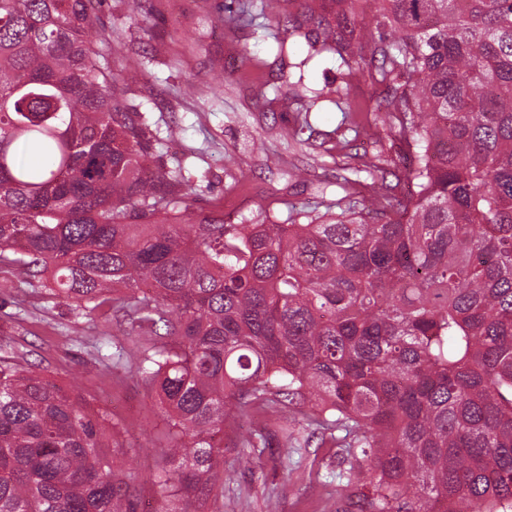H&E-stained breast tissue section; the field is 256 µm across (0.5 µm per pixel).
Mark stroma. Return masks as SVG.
I'll list each match as a JSON object with an SVG mask.
<instances>
[{
	"mask_svg": "<svg viewBox=\"0 0 512 512\" xmlns=\"http://www.w3.org/2000/svg\"><path fill=\"white\" fill-rule=\"evenodd\" d=\"M96 14L107 33L98 47L111 69L126 56L143 63L124 98L162 140L151 167L189 177L192 223L220 217L241 224L263 209L284 224L292 209L322 212L342 197L337 177L361 160L393 170L390 131L376 109L380 86L365 76L346 78L331 53L298 75L307 46L288 37L287 27L279 29L288 38L280 55L262 21L224 25V0H98ZM297 77L322 95L307 116L276 95ZM297 167L306 169L305 179L293 178ZM137 338L111 307L85 312L0 270V344L22 347L32 368L76 391L110 436L105 456L131 472L144 502L152 503L169 425L135 364L112 360ZM273 427L271 417L258 415L225 428L224 469L233 479L204 512H267L271 499L276 512H336L333 444L289 449L284 465L266 454H242V437ZM260 467L268 474L263 483L250 475Z\"/></svg>",
	"mask_w": 512,
	"mask_h": 512,
	"instance_id": "obj_1",
	"label": "stroma"
}]
</instances>
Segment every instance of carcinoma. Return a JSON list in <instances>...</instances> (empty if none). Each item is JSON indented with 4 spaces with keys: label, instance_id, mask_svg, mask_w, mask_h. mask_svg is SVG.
Listing matches in <instances>:
<instances>
[{
    "label": "carcinoma",
    "instance_id": "cac0c4a2",
    "mask_svg": "<svg viewBox=\"0 0 512 512\" xmlns=\"http://www.w3.org/2000/svg\"><path fill=\"white\" fill-rule=\"evenodd\" d=\"M371 5L366 12L359 2ZM93 0H0V265L137 326V370L178 428L155 512L224 486V427L258 410L288 448L336 447L337 512H512V0H332L308 55L386 87L408 161L374 194L288 223L185 222L181 176L120 100ZM279 0L225 22L279 27ZM303 77L288 93L310 113ZM0 355V512H137L77 397Z\"/></svg>",
    "mask_w": 512,
    "mask_h": 512
}]
</instances>
